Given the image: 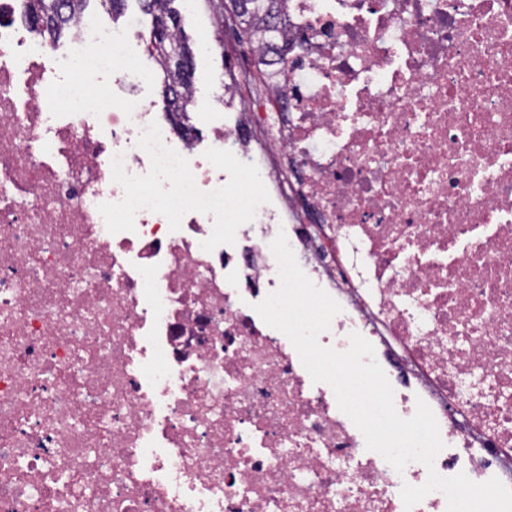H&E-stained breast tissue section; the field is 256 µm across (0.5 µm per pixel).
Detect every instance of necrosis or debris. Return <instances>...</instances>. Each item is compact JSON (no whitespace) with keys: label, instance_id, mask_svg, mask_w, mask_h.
I'll use <instances>...</instances> for the list:
<instances>
[{"label":"necrosis or debris","instance_id":"necrosis-or-debris-1","mask_svg":"<svg viewBox=\"0 0 512 512\" xmlns=\"http://www.w3.org/2000/svg\"><path fill=\"white\" fill-rule=\"evenodd\" d=\"M128 32L61 54L0 0V512H447L255 311L281 232L342 307L319 343L512 489V0H288L232 125L119 105Z\"/></svg>","mask_w":512,"mask_h":512}]
</instances>
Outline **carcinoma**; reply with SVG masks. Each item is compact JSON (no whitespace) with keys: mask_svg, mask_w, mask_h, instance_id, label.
Listing matches in <instances>:
<instances>
[{"mask_svg":"<svg viewBox=\"0 0 512 512\" xmlns=\"http://www.w3.org/2000/svg\"><path fill=\"white\" fill-rule=\"evenodd\" d=\"M23 14L31 19L33 13L42 14V22L31 23L34 31L57 42L70 34V25L76 14L85 10L90 0H22ZM144 14L151 17L152 28L148 44L164 79L179 85L178 96L166 105L168 112L187 111V91L191 86L185 78L187 67L195 62L193 48L184 38L179 13L171 7L173 0H138ZM243 13L238 15L241 30L255 43L256 48L269 46L271 34L277 25H287L286 0H240ZM279 24H274V20Z\"/></svg>","mask_w":512,"mask_h":512,"instance_id":"obj_1","label":"carcinoma"}]
</instances>
